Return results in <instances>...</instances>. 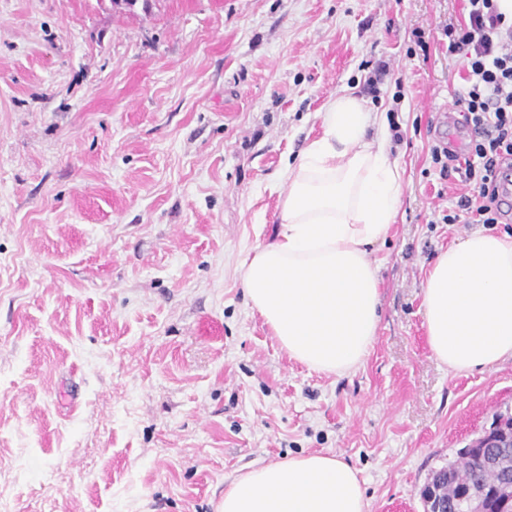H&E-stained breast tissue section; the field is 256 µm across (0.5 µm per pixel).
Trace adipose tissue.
Listing matches in <instances>:
<instances>
[{"mask_svg":"<svg viewBox=\"0 0 512 512\" xmlns=\"http://www.w3.org/2000/svg\"><path fill=\"white\" fill-rule=\"evenodd\" d=\"M320 117L319 137L283 172L275 240L258 246L239 276L289 358L341 376L365 361L377 336L379 280L367 248L394 224L403 181L387 127L358 97L342 92ZM423 308L429 348L449 370L512 360V237L474 231L440 253ZM221 512H368V500L352 466L317 452L237 474Z\"/></svg>","mask_w":512,"mask_h":512,"instance_id":"1","label":"adipose tissue"}]
</instances>
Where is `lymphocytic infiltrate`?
<instances>
[{"label": "lymphocytic infiltrate", "instance_id": "obj_1", "mask_svg": "<svg viewBox=\"0 0 512 512\" xmlns=\"http://www.w3.org/2000/svg\"><path fill=\"white\" fill-rule=\"evenodd\" d=\"M468 18L445 28L448 50L467 60L466 86L455 100L471 131L465 154L434 146L431 159L443 176L462 173L468 191L459 196L445 223L498 224L512 219L501 209L503 192L495 171L512 161V24L496 0H468Z\"/></svg>", "mask_w": 512, "mask_h": 512}]
</instances>
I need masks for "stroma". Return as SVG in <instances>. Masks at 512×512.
<instances>
[{
  "label": "stroma",
  "instance_id": "35a3bbf8",
  "mask_svg": "<svg viewBox=\"0 0 512 512\" xmlns=\"http://www.w3.org/2000/svg\"><path fill=\"white\" fill-rule=\"evenodd\" d=\"M467 17L466 0H0L10 512H219L248 466L329 451L369 512H423L432 473L512 412V361L448 370L422 306L436 257L474 230L444 223L466 185L431 161L470 140L443 34ZM347 89L400 126L403 195L370 248L376 341L333 376L288 357L238 268Z\"/></svg>",
  "mask_w": 512,
  "mask_h": 512
}]
</instances>
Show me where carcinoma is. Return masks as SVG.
Segmentation results:
<instances>
[{
    "label": "carcinoma",
    "mask_w": 512,
    "mask_h": 512,
    "mask_svg": "<svg viewBox=\"0 0 512 512\" xmlns=\"http://www.w3.org/2000/svg\"><path fill=\"white\" fill-rule=\"evenodd\" d=\"M448 483L435 485L438 496L448 498V512H464L471 506L458 495L469 489L479 493L487 512H512V493L502 485L512 481L511 448H475L445 469Z\"/></svg>",
    "instance_id": "obj_1"
}]
</instances>
